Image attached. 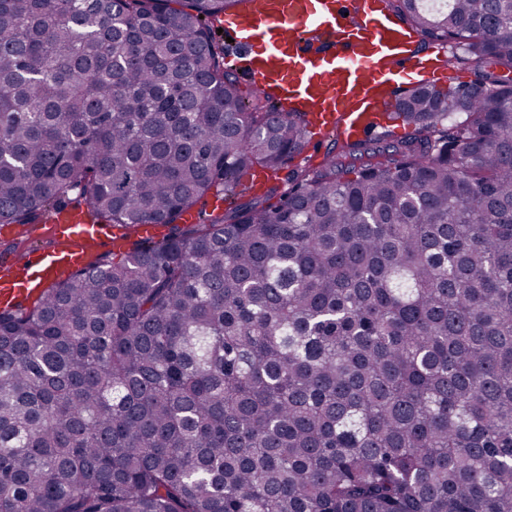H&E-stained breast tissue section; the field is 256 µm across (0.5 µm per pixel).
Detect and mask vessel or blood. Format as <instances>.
I'll return each instance as SVG.
<instances>
[{
	"mask_svg": "<svg viewBox=\"0 0 512 512\" xmlns=\"http://www.w3.org/2000/svg\"><path fill=\"white\" fill-rule=\"evenodd\" d=\"M225 28L239 44L230 56L256 90L278 86L315 112L317 126L346 139L367 136L394 111L392 85L410 74L431 78L449 70L448 57L415 55L417 35L386 17L380 0H252L229 15ZM60 245L48 254H24L0 267V305L39 284L82 268L107 236L67 208L52 218Z\"/></svg>",
	"mask_w": 512,
	"mask_h": 512,
	"instance_id": "1",
	"label": "vessel or blood"
}]
</instances>
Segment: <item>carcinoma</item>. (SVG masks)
Masks as SVG:
<instances>
[{
	"label": "carcinoma",
	"mask_w": 512,
	"mask_h": 512,
	"mask_svg": "<svg viewBox=\"0 0 512 512\" xmlns=\"http://www.w3.org/2000/svg\"><path fill=\"white\" fill-rule=\"evenodd\" d=\"M243 2L0 0V224L164 228L0 308V512H512V0H382L478 79L285 189Z\"/></svg>",
	"instance_id": "carcinoma-1"
}]
</instances>
